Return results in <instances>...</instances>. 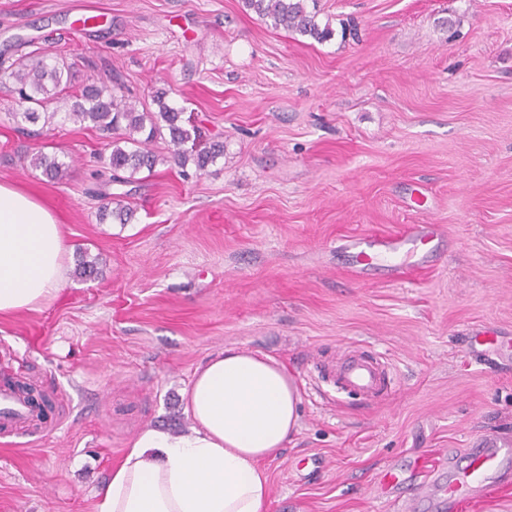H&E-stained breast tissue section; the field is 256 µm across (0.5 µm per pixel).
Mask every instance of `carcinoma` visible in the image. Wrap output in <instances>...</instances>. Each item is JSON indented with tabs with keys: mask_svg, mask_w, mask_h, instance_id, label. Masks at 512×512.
Listing matches in <instances>:
<instances>
[{
	"mask_svg": "<svg viewBox=\"0 0 512 512\" xmlns=\"http://www.w3.org/2000/svg\"><path fill=\"white\" fill-rule=\"evenodd\" d=\"M244 3L259 16L271 20L276 28L317 41L331 37L329 26L318 25L315 16L306 10L304 0H244ZM64 73L65 68L56 64L30 68L20 63L13 67L9 78L17 85L19 98L26 104L22 115L33 122L41 117L48 122L62 114L64 119L73 123L89 122L103 131L119 133V138L112 142L108 159L111 180L123 181L125 172L132 176L144 168L152 170L157 158L149 143L165 134L169 136L174 162L182 167L191 163L201 171L224 153V146L220 144L195 153L183 150V145L199 139L201 132L193 125L186 127L182 124V111L166 101V93L158 92L153 96L152 103L157 107L155 112L141 111L137 103L115 93L106 96L97 88L86 89L81 100L70 105L68 98L54 92L61 86ZM48 80L53 84L51 89L46 86ZM30 164L43 169L44 174L55 180L62 179L67 170L65 164L43 154L33 156Z\"/></svg>",
	"mask_w": 512,
	"mask_h": 512,
	"instance_id": "cac0c4a2",
	"label": "carcinoma"
}]
</instances>
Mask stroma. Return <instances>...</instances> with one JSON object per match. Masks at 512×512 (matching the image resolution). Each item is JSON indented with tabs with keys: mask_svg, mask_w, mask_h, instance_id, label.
I'll return each mask as SVG.
<instances>
[{
	"mask_svg": "<svg viewBox=\"0 0 512 512\" xmlns=\"http://www.w3.org/2000/svg\"><path fill=\"white\" fill-rule=\"evenodd\" d=\"M97 21L82 31L77 8ZM331 40L273 28L244 0H0V69L62 62L87 85L166 93L224 154L113 182L108 133L25 121L0 80V182L47 203L65 283L0 317V368L52 386L60 425L0 445V512H95L133 439L192 426L180 395L227 348L266 353L299 388L300 428L265 464V512H397L390 465L512 442V0H317ZM64 162L47 178L33 155ZM129 208L102 218L104 195ZM442 229L430 263L359 274L354 239ZM98 273H78L80 256ZM382 357L389 395L337 390L349 351Z\"/></svg>",
	"mask_w": 512,
	"mask_h": 512,
	"instance_id": "stroma-1",
	"label": "stroma"
}]
</instances>
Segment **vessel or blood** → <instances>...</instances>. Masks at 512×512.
<instances>
[{
	"instance_id": "b4317fda",
	"label": "vessel or blood",
	"mask_w": 512,
	"mask_h": 512,
	"mask_svg": "<svg viewBox=\"0 0 512 512\" xmlns=\"http://www.w3.org/2000/svg\"><path fill=\"white\" fill-rule=\"evenodd\" d=\"M440 233L435 224H415L404 232L385 238L365 237L354 243L355 264L366 269L379 256L393 262L409 257L425 256V247ZM336 385L363 397H371L386 389V369L376 357H358L342 365L336 373ZM32 408L26 394L15 384H0V426L7 432L25 436L42 433L33 424ZM512 450L496 438L482 440L477 447L444 459L447 476L429 473L418 482H410L393 471H386L381 484L386 490H404L403 512H416L419 501L433 503L436 512H460L470 500L499 492L506 483L504 462Z\"/></svg>"
}]
</instances>
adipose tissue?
I'll list each match as a JSON object with an SVG mask.
<instances>
[{"label":"adipose tissue","mask_w":512,"mask_h":512,"mask_svg":"<svg viewBox=\"0 0 512 512\" xmlns=\"http://www.w3.org/2000/svg\"><path fill=\"white\" fill-rule=\"evenodd\" d=\"M65 252L49 207L0 183V316L55 297ZM181 400L191 431H141L99 491L96 512H264L263 463L299 426L294 379L269 355L227 349L197 367Z\"/></svg>","instance_id":"adipose-tissue-1"}]
</instances>
